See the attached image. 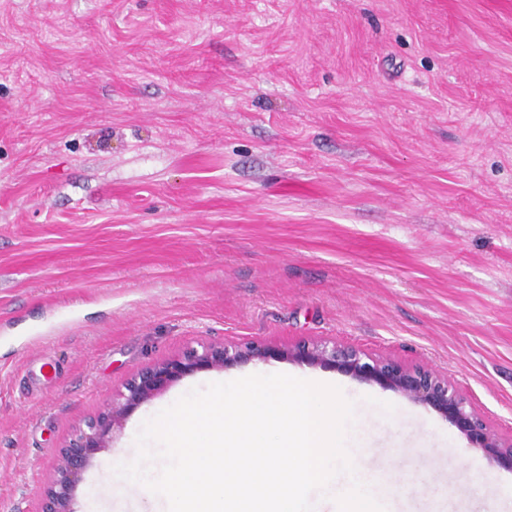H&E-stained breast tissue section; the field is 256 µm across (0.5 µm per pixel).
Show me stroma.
<instances>
[{"instance_id":"35a3bbf8","label":"stroma","mask_w":512,"mask_h":512,"mask_svg":"<svg viewBox=\"0 0 512 512\" xmlns=\"http://www.w3.org/2000/svg\"><path fill=\"white\" fill-rule=\"evenodd\" d=\"M331 340L448 380L512 440V0H0V512L143 367ZM336 380L393 512H512L431 407L279 358L200 370L116 424L73 512L195 388Z\"/></svg>"}]
</instances>
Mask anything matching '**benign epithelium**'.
Segmentation results:
<instances>
[{"label":"benign epithelium","mask_w":512,"mask_h":512,"mask_svg":"<svg viewBox=\"0 0 512 512\" xmlns=\"http://www.w3.org/2000/svg\"><path fill=\"white\" fill-rule=\"evenodd\" d=\"M277 357L311 366L332 365L353 377L373 381L401 396L427 405L454 425L492 465L512 468V444H504L448 379L423 367H408L390 359L370 358L331 341H299L289 345L242 339L209 343L201 349L156 361L138 371L110 406L78 429L69 444L56 455L53 478L44 488L42 512H72L74 489L95 454L109 447L114 425L130 411L152 399L181 377L200 369H225L235 364Z\"/></svg>","instance_id":"obj_1"}]
</instances>
